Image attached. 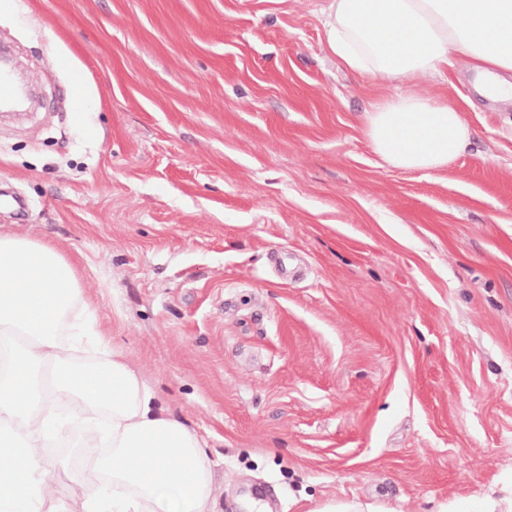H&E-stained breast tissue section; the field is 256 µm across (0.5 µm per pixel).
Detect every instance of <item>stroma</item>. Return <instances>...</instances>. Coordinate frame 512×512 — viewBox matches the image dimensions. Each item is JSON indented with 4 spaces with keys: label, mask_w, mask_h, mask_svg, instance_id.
<instances>
[{
    "label": "stroma",
    "mask_w": 512,
    "mask_h": 512,
    "mask_svg": "<svg viewBox=\"0 0 512 512\" xmlns=\"http://www.w3.org/2000/svg\"><path fill=\"white\" fill-rule=\"evenodd\" d=\"M328 0H12L0 44L38 74L0 119V235L73 263L83 300L206 442L216 512L352 499L437 512L512 479V102L454 56L402 85L344 69ZM68 56L84 76L74 107ZM448 100L467 152L409 172L361 117ZM309 266L279 277L271 254ZM88 425L45 448L55 498Z\"/></svg>",
    "instance_id": "1"
}]
</instances>
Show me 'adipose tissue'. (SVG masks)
Listing matches in <instances>:
<instances>
[{"mask_svg":"<svg viewBox=\"0 0 512 512\" xmlns=\"http://www.w3.org/2000/svg\"><path fill=\"white\" fill-rule=\"evenodd\" d=\"M328 46L348 70L381 82L447 70L464 56L489 95L512 97V0H329ZM362 131L392 167L439 170L462 156L471 129L444 100L406 93L365 112ZM74 266L54 247L0 235V337L25 346L0 371V508L7 512H213V470L204 442L159 404L123 353L87 369L74 358L83 337L102 334L76 309ZM77 406L88 442L112 452L73 480L68 502L51 498L41 450Z\"/></svg>","mask_w":512,"mask_h":512,"instance_id":"1","label":"adipose tissue"}]
</instances>
